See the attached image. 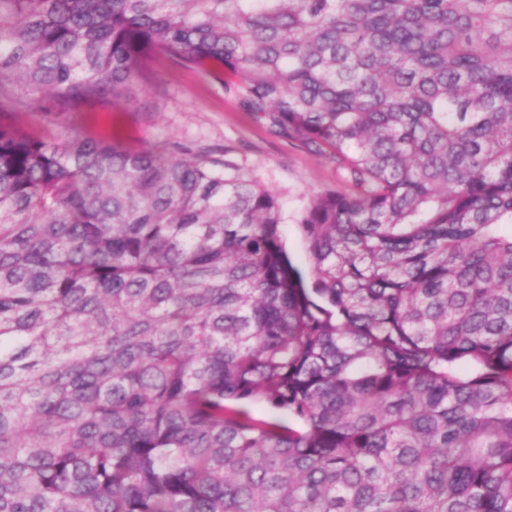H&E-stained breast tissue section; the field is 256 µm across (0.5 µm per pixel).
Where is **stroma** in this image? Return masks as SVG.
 <instances>
[{
	"label": "stroma",
	"mask_w": 512,
	"mask_h": 512,
	"mask_svg": "<svg viewBox=\"0 0 512 512\" xmlns=\"http://www.w3.org/2000/svg\"><path fill=\"white\" fill-rule=\"evenodd\" d=\"M16 125L43 134L78 125L105 140L131 146L181 143L229 156L275 197L283 219V243L301 270L310 261L298 220L317 193L348 192L334 165L272 134L239 102L230 75L204 76L162 58L147 62L126 99L85 112H29Z\"/></svg>",
	"instance_id": "stroma-1"
}]
</instances>
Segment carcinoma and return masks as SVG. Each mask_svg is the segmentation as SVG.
Masks as SVG:
<instances>
[{"label": "carcinoma", "mask_w": 512, "mask_h": 512, "mask_svg": "<svg viewBox=\"0 0 512 512\" xmlns=\"http://www.w3.org/2000/svg\"><path fill=\"white\" fill-rule=\"evenodd\" d=\"M155 55L347 194L19 112ZM0 512H512V0H0Z\"/></svg>", "instance_id": "carcinoma-1"}]
</instances>
